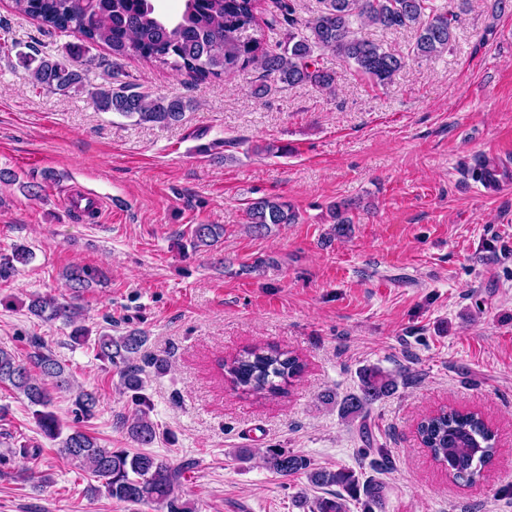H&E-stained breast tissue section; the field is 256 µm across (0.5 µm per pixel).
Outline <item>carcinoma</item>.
<instances>
[{
    "instance_id": "obj_1",
    "label": "carcinoma",
    "mask_w": 512,
    "mask_h": 512,
    "mask_svg": "<svg viewBox=\"0 0 512 512\" xmlns=\"http://www.w3.org/2000/svg\"><path fill=\"white\" fill-rule=\"evenodd\" d=\"M259 2L185 0L181 14L165 19L156 14L151 0H12L16 12L37 20L46 31H69L83 43L107 46L114 56L166 65L200 80L259 69L261 82L254 88L257 96L268 91V79L290 87H332L334 75L317 66L314 59L317 49H330L354 63L377 86L393 83L409 56L389 52L359 37L353 27L358 19L385 29H414L411 54L417 57L439 55L454 40V13L440 11L435 0H323L324 9L305 23L309 34L290 32L288 41L273 50L264 47L256 26ZM18 58L36 88L65 95L83 85L82 70L70 62L38 60L24 52L18 53ZM96 103L100 111L116 112L138 124H174L188 107L179 97H153L129 84L99 90ZM296 221V212L277 197L260 198L246 210V224L256 235ZM220 235L221 227L216 224H197L192 231L193 245L208 246ZM64 277L77 291L88 288L93 280L80 266L67 268ZM28 311L48 322L62 319L73 326L74 342L87 340L85 329L77 324L79 311L71 304L52 296H37L30 301ZM147 341L148 336L140 329L122 336L102 332L94 340L99 359L118 371L120 385L132 393L136 410L124 420L123 428L133 442L143 447L157 438L143 394V370L134 364ZM223 368L234 389L270 399L303 373L305 363L290 350L252 346ZM0 384L10 385L27 399L41 433L60 440V454L79 463L99 482L93 491L138 505L163 504L167 512H187L176 494L183 469L151 454L105 448L78 427L63 433L58 418L50 411L53 391L74 393L77 420L92 418L99 399L93 391L74 388L65 366L43 344H34L25 359L0 348ZM396 389L397 380L391 374L378 367L364 368L359 373L358 392L343 399L340 414L365 419L371 405L392 396ZM418 433L423 446L456 482H476L497 453L495 433L477 412L441 409L419 423ZM263 456L268 468L282 477L302 474L314 488H335L330 496L313 500L303 491L297 493L295 503L307 507V512H350L352 503L360 512H386L384 488L372 476L364 479L351 468L320 467L286 448H266Z\"/></svg>"
}]
</instances>
